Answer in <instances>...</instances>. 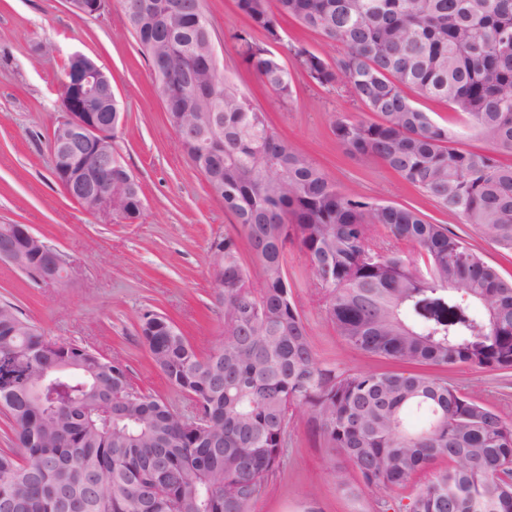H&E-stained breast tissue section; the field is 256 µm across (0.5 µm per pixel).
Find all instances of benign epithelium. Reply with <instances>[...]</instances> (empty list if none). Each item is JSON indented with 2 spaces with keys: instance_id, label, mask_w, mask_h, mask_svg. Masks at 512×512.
I'll return each mask as SVG.
<instances>
[{
  "instance_id": "benign-epithelium-1",
  "label": "benign epithelium",
  "mask_w": 512,
  "mask_h": 512,
  "mask_svg": "<svg viewBox=\"0 0 512 512\" xmlns=\"http://www.w3.org/2000/svg\"><path fill=\"white\" fill-rule=\"evenodd\" d=\"M73 14L89 17L101 14L107 0H68ZM78 63L74 80L63 89L66 107L60 118L67 147L53 156L55 178L72 199L92 204L97 213L112 214V152L102 150L107 131L112 129V79L93 60L74 55ZM12 245L0 250V259L20 257L19 248L40 247L42 283L61 284L69 279V267L54 247L39 246L38 236L26 224H8L3 230Z\"/></svg>"
}]
</instances>
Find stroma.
Here are the masks:
<instances>
[{"label":"stroma","instance_id":"stroma-1","mask_svg":"<svg viewBox=\"0 0 512 512\" xmlns=\"http://www.w3.org/2000/svg\"><path fill=\"white\" fill-rule=\"evenodd\" d=\"M204 6L221 38L222 73L340 191L412 204L449 230L465 231L460 217L437 212L429 199L381 162L344 151L333 133L335 123L352 115L374 118L349 96L344 83L323 87L298 72L292 97L278 100L234 51L232 33L249 26L237 0H205ZM281 26L282 41L272 50L286 65L295 63L290 52L294 46L330 59L341 53L295 19H283ZM75 54L91 58L112 77V91L125 114L114 146L144 194V210L135 223L88 212L53 175L49 141L62 114V66ZM414 102L452 130L455 147L487 150V143L446 102L419 96ZM0 224L28 225L64 255L71 270L63 284H39L0 263V300L16 304L49 339L77 342L122 359L135 387L160 395L177 411L190 410L187 396L168 385L153 365L139 318L147 310L163 313L200 353H209L223 330L210 244L227 235L242 238L243 232L184 153L120 0H110L103 13L83 20L71 14L67 0H0ZM285 265L323 364L339 372L399 370V363L353 349L337 335L309 286L298 245H288ZM442 372L461 392L512 423V377L465 367ZM444 468L439 462L402 485L383 492L368 489L354 468L333 461L309 412L302 409L288 429L286 462L270 476L255 512H378L380 499L407 501Z\"/></svg>","mask_w":512,"mask_h":512}]
</instances>
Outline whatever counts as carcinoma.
Returning <instances> with one entry per match:
<instances>
[{"label": "carcinoma", "mask_w": 512, "mask_h": 512, "mask_svg": "<svg viewBox=\"0 0 512 512\" xmlns=\"http://www.w3.org/2000/svg\"><path fill=\"white\" fill-rule=\"evenodd\" d=\"M121 0L182 148L240 225L260 279L226 236L214 279L221 342L201 355L153 310L140 317L152 362L188 395L185 416L131 384L117 357L48 339L9 302L0 303V413L14 447L0 451V510L63 512H254L284 461L294 411L305 407L326 447L378 491L439 459L448 469L404 512H512V424L445 376L350 370L321 363L284 265L299 245L325 312L350 347L402 364L512 371V278L463 237L420 209L343 193L307 154L281 138L223 74L205 65L212 21L170 19ZM250 29L233 34L242 63L277 98L294 77L270 45L281 21L340 44L332 61L294 50L297 68L348 93L380 118H344L334 134L347 153L378 160L444 212L512 254V165L452 145L448 127L406 90L445 101L492 150L512 154V0H237ZM262 33L253 39L250 30ZM224 142L220 156L207 141ZM113 218L140 213L133 173L119 159ZM411 244L418 260L397 247Z\"/></svg>", "instance_id": "obj_1"}]
</instances>
